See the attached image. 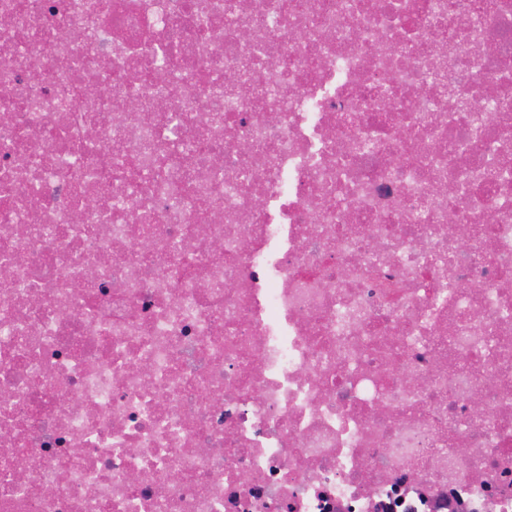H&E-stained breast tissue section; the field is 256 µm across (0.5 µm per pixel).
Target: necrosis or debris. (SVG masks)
<instances>
[{
  "instance_id": "1",
  "label": "necrosis or debris",
  "mask_w": 512,
  "mask_h": 512,
  "mask_svg": "<svg viewBox=\"0 0 512 512\" xmlns=\"http://www.w3.org/2000/svg\"><path fill=\"white\" fill-rule=\"evenodd\" d=\"M0 512H512V0H0Z\"/></svg>"
}]
</instances>
